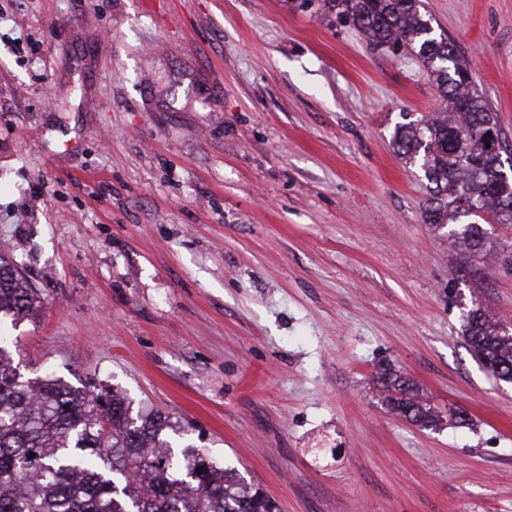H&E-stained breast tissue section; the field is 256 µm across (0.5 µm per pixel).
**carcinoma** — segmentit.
<instances>
[{
	"label": "carcinoma",
	"instance_id": "obj_1",
	"mask_svg": "<svg viewBox=\"0 0 512 512\" xmlns=\"http://www.w3.org/2000/svg\"><path fill=\"white\" fill-rule=\"evenodd\" d=\"M376 47L405 49L432 76L451 115L400 125L397 153L419 164L434 185L424 220L455 231L465 262L456 272L475 278L474 261L493 248L484 225H512V179L500 181L498 155L483 131L499 128L496 114L471 89L457 48L436 36L421 0H326ZM43 307L34 288L0 256V330L36 318ZM465 338L491 374L512 380V333L468 310ZM382 402L425 427L441 420L418 400L409 381L380 373ZM159 410L133 412L104 385L78 388L60 378L26 379L0 334V512H278L273 500L245 486L233 469L216 467L204 448L176 453Z\"/></svg>",
	"mask_w": 512,
	"mask_h": 512
}]
</instances>
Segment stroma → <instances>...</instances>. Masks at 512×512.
<instances>
[{"label": "stroma", "mask_w": 512, "mask_h": 512, "mask_svg": "<svg viewBox=\"0 0 512 512\" xmlns=\"http://www.w3.org/2000/svg\"><path fill=\"white\" fill-rule=\"evenodd\" d=\"M512 151V0H423ZM441 99L324 0H0V255L41 294L31 377L181 426L279 512H512V383L396 127ZM462 410L420 427L379 374ZM503 322L489 320L482 307L468 310L465 316V338L475 355L498 379L512 380V333L500 330Z\"/></svg>", "instance_id": "35a3bbf8"}]
</instances>
